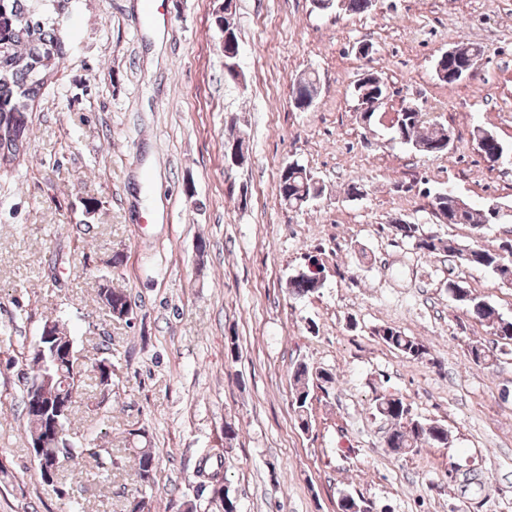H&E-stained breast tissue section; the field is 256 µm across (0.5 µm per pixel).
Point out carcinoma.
I'll use <instances>...</instances> for the list:
<instances>
[{"label":"carcinoma","mask_w":512,"mask_h":512,"mask_svg":"<svg viewBox=\"0 0 512 512\" xmlns=\"http://www.w3.org/2000/svg\"><path fill=\"white\" fill-rule=\"evenodd\" d=\"M73 0H0V161L13 162L26 148L28 130V111L46 88L48 80L57 64L68 51V44L57 28L59 17L69 11ZM343 3V9L352 14H361L370 9L372 0H333L331 7ZM215 22L220 29L228 31L234 41H239V30L235 20L224 17V4L215 9ZM319 77L314 72L303 74L293 92L294 99L312 98L316 95ZM385 91L383 79L375 72H366L363 82L355 96L362 97V103L379 100ZM425 112H406L398 116L393 130L402 142L409 144L418 152L439 156L449 152V130L445 126L426 119ZM473 139L478 150L490 157L498 150L500 140L491 131L477 127L473 130ZM322 187L306 167L301 169H281L279 172V200L294 210H300L308 204L305 197L320 195ZM431 208L438 219L447 224H468L477 232L486 228L482 209L476 208L458 196H440L431 199ZM394 231L401 239L412 243L416 250L427 255L446 254L457 259L465 267H477L491 270L502 284H512V261L504 254L512 253V238L501 241L495 249L485 247L479 240L461 244L437 235H426L418 224H395ZM321 268H304L300 276L289 280V288L297 295L305 296L318 290L317 278ZM448 292L452 298L465 305L476 320L487 324L493 335L501 340L512 342V319L504 317L490 302L462 295V286L448 283ZM386 345L402 355L420 359L430 355L427 345L414 336L391 327L381 326L375 329ZM76 346L71 336H66L60 350L51 348L45 351H33L31 379L40 381L41 395L44 401L55 403L59 398L82 387L83 372L75 366ZM294 396L292 406L296 414L307 416L311 379L325 383L333 380L328 373L313 374L308 366L300 363L292 371ZM31 388H25L23 397L24 412L27 416L28 438L40 428V418L30 407ZM376 412L395 425L385 440V445L396 453H406L412 448L427 444L448 445V429L440 424L414 420L409 417V408L404 402L391 395L377 399ZM95 439H83L70 442L68 448L49 446L43 449L46 459L69 455L79 458L89 454L98 458L101 468L107 470L114 464L112 458H103L94 448ZM136 458V477L140 485L151 486L154 479L156 452L149 447L133 449ZM218 454H206L203 467L197 471L201 478L199 493L207 494V502L213 512H230L234 498L219 495L216 486L224 484V476L219 462H212Z\"/></svg>","instance_id":"carcinoma-1"}]
</instances>
